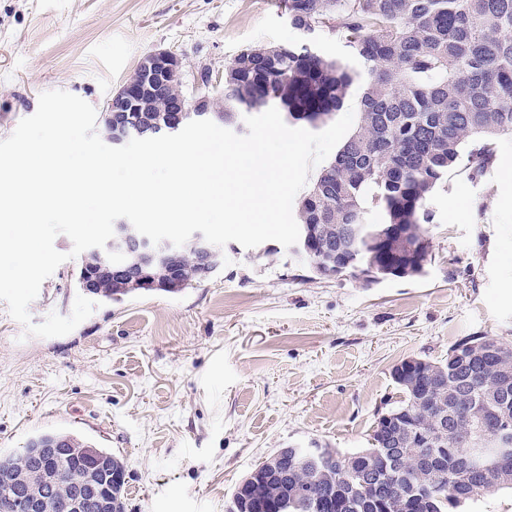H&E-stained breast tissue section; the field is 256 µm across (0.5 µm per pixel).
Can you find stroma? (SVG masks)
<instances>
[{
	"instance_id": "stroma-1",
	"label": "stroma",
	"mask_w": 512,
	"mask_h": 512,
	"mask_svg": "<svg viewBox=\"0 0 512 512\" xmlns=\"http://www.w3.org/2000/svg\"><path fill=\"white\" fill-rule=\"evenodd\" d=\"M299 39L275 0H0V139L47 90L102 109L151 51L180 58L187 95L204 74L220 95L241 49ZM430 208L419 278H323L278 242L232 241L210 279L100 301L64 336H26L0 301V452L67 432L123 458L126 512H224L278 449L367 447L396 364L467 336L512 344V143ZM78 265L43 282L33 323L71 313Z\"/></svg>"
}]
</instances>
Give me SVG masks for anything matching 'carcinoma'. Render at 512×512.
Instances as JSON below:
<instances>
[{"label": "carcinoma", "instance_id": "carcinoma-1", "mask_svg": "<svg viewBox=\"0 0 512 512\" xmlns=\"http://www.w3.org/2000/svg\"><path fill=\"white\" fill-rule=\"evenodd\" d=\"M288 22L304 37L325 29L352 49L361 68L329 59L307 43H259L245 47L224 72V123L241 112L277 107L284 112L335 113L352 87L361 89L356 130L336 158L323 169L298 207L299 224L313 225L316 240L342 245V230L359 225L357 240L345 254L346 273L362 277L376 266L378 280L421 277L426 273L430 242L424 225L433 220L428 202L432 191L462 160L470 181L492 167L501 138H512V0H286ZM374 211L379 221L370 223ZM403 224L421 245L420 251L385 249L391 227ZM101 260L88 251L76 273L79 288ZM179 272L182 292L200 283L194 253L180 250L169 264L150 271L161 285L170 270ZM143 290L135 278L101 275L94 298L120 302ZM402 393L399 404L379 415L369 447L348 454L334 448L321 452L335 459L328 468L297 463L298 448H281L288 461L274 469L258 464L242 482L280 507L278 512H321L316 498L338 486L352 497L377 482L390 500L388 512H403L383 471L390 435L400 432L398 459L408 478L431 484L434 512H448L489 493L512 490V477L492 482L470 471L468 483L455 475L464 469L465 451L482 447L485 425L512 434V345L487 336H467L448 357L424 362L423 371L394 378ZM443 416L447 437L435 444L448 457L435 470L418 471L409 434L433 433V418ZM60 440L69 448L85 442L63 432L31 439L19 453H0V463L27 472L40 483L31 448ZM68 471L53 488L51 512H67L68 483L81 476ZM308 491L309 502L297 491Z\"/></svg>", "mask_w": 512, "mask_h": 512}]
</instances>
